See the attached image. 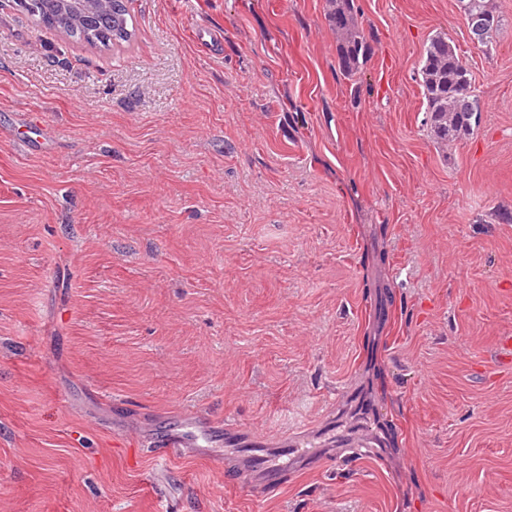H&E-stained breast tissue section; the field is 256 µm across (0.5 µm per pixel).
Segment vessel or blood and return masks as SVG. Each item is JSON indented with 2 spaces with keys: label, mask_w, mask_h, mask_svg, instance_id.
Returning a JSON list of instances; mask_svg holds the SVG:
<instances>
[{
  "label": "vessel or blood",
  "mask_w": 512,
  "mask_h": 512,
  "mask_svg": "<svg viewBox=\"0 0 512 512\" xmlns=\"http://www.w3.org/2000/svg\"><path fill=\"white\" fill-rule=\"evenodd\" d=\"M155 445L159 448H178L196 455L201 454L200 425L196 421H189L162 435ZM302 453V448L293 443L275 448H257L247 453L244 458L225 461L224 469L237 473L243 486L272 491L282 483L284 461Z\"/></svg>",
  "instance_id": "b4317fda"
}]
</instances>
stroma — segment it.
Segmentation results:
<instances>
[{"instance_id": "1", "label": "stroma", "mask_w": 512, "mask_h": 512, "mask_svg": "<svg viewBox=\"0 0 512 512\" xmlns=\"http://www.w3.org/2000/svg\"><path fill=\"white\" fill-rule=\"evenodd\" d=\"M126 0L89 45L0 0V512H512V0ZM483 103L438 147L418 69ZM195 418L209 456L159 462ZM233 424L242 436L228 437ZM357 461L228 485L287 437ZM352 0H327L326 19L336 35L339 68L347 78L361 72L368 46L360 30ZM458 2L471 39L477 45L488 48L492 44V33L497 30L500 23L499 16L495 14L489 0H459ZM488 17L496 18L495 27L485 23ZM418 75L433 140L448 144L473 131L481 100L472 90L467 65L448 38L437 36L428 42Z\"/></svg>"}]
</instances>
